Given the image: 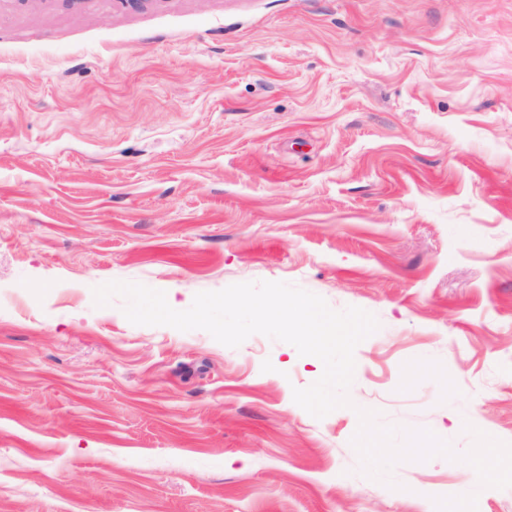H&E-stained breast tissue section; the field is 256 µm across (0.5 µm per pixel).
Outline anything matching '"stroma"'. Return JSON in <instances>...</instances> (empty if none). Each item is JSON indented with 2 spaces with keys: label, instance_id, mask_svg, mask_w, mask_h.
I'll return each instance as SVG.
<instances>
[{
  "label": "stroma",
  "instance_id": "stroma-1",
  "mask_svg": "<svg viewBox=\"0 0 512 512\" xmlns=\"http://www.w3.org/2000/svg\"><path fill=\"white\" fill-rule=\"evenodd\" d=\"M114 280L374 314L353 408ZM359 406L512 442V0H0V512H512L441 457L360 475Z\"/></svg>",
  "mask_w": 512,
  "mask_h": 512
}]
</instances>
